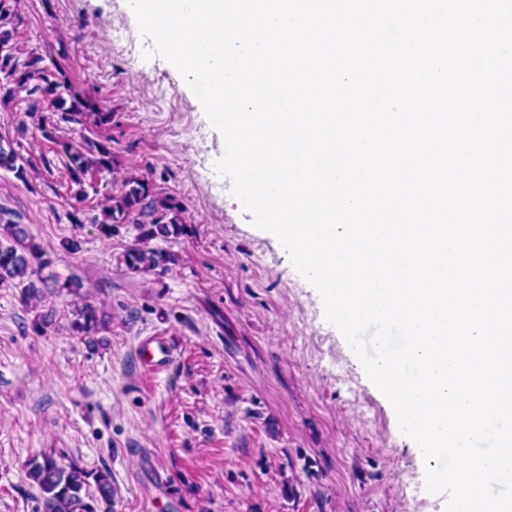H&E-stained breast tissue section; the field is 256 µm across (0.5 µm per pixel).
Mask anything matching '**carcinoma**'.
Returning <instances> with one entry per match:
<instances>
[{"instance_id": "carcinoma-1", "label": "carcinoma", "mask_w": 512, "mask_h": 512, "mask_svg": "<svg viewBox=\"0 0 512 512\" xmlns=\"http://www.w3.org/2000/svg\"><path fill=\"white\" fill-rule=\"evenodd\" d=\"M7 16L0 0V90L3 96L25 90L31 97L30 111L41 112L46 103L61 113L64 121L83 123L89 105L75 88L59 79L57 66H42L37 57L19 62L10 45L12 35L5 30ZM57 145L66 158L70 181L76 186L71 198L79 205L88 197L86 188L96 189L97 178L114 170L112 151L107 144L89 138L79 147L68 141H59ZM0 168L15 173L19 179L25 178V168L18 164L17 155L1 146ZM151 196L148 182L134 176L125 178L120 190L108 197L100 224L110 234L133 214L148 210L153 219L141 225V238L167 239L182 234L178 203L171 198L151 201ZM5 232L8 242H0V283L19 281L23 284L22 302L38 304L44 298L45 281L38 276L34 264H43V253L24 225L9 219ZM172 261L170 253L145 249L137 243L127 249L123 258L126 267L134 271L164 272ZM103 327L105 318L95 306L83 304L75 308L71 328L76 335L90 339ZM27 474L38 491L39 512H112V473L107 468L90 472L75 461L65 463L53 453H43L29 461Z\"/></svg>"}]
</instances>
